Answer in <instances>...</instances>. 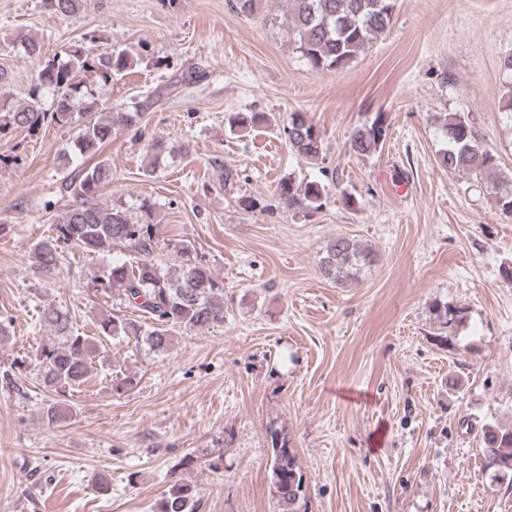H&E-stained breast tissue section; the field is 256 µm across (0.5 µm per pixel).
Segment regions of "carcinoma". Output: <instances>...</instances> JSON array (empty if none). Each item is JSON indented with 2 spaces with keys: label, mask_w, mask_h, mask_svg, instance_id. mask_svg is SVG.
<instances>
[{
  "label": "carcinoma",
  "mask_w": 512,
  "mask_h": 512,
  "mask_svg": "<svg viewBox=\"0 0 512 512\" xmlns=\"http://www.w3.org/2000/svg\"><path fill=\"white\" fill-rule=\"evenodd\" d=\"M396 0H281L283 21L293 50L300 54L316 74L338 73L349 66L389 28ZM82 0H47L46 6L61 15L79 10ZM25 54L41 62L35 83L26 100L17 104L10 96L0 95V134L26 129L36 132L52 123L74 125L77 133L65 151L64 167L79 162L66 175L60 191L71 203L54 218L51 235L37 240L30 248L31 265L37 273L55 271L63 260V248L76 247L88 254H114L112 263L100 276L93 277L94 289L116 295L137 317L104 313L97 322V336H87L73 328L67 309L48 305L42 320L52 332L49 342L37 352L39 378L43 385L60 396L79 389L88 382L91 370L102 354V339L132 336L150 349L163 352L179 332L192 335L224 323V279L215 275L199 256L195 244L187 239L161 238L158 204L144 199L138 214L119 204L98 203L101 192L112 183L110 160L101 156L118 127L141 131L148 112L160 98L158 90L143 93L132 105L114 111L96 105L92 83L109 85L133 66L135 56L126 48L109 47L96 55L81 45H71L64 55L43 59L42 45L34 37L25 39ZM88 74L94 82L79 76ZM51 107H44L45 97ZM275 117L266 112H231L226 121L229 131L241 133L268 125ZM432 120L447 147L440 150L437 164L450 173L468 176L487 183L489 195L502 213L512 215V175H502L497 155L480 140L479 132L463 112H435ZM388 126L384 115L356 127L350 135V149L369 155L382 147ZM283 132L289 149L310 165L318 166L319 177L296 181L280 180L276 194L283 207L312 216L320 211L336 182V173L323 166L324 138L320 127L305 112H291ZM174 151L162 137L146 146L142 174L150 179L157 172L159 160ZM96 158L92 165L87 159ZM215 181L221 189L234 186L240 171L226 163L224 157L208 160ZM167 250L177 261L173 271L156 262V255ZM377 261L375 251L348 236H338L325 247L320 260L322 275L345 285ZM444 325L461 323L464 312L446 305L437 307ZM48 422L60 423L68 418L65 402L55 400L45 411ZM268 447L273 474L271 494L279 512H308L307 483L288 433L269 427ZM480 452L485 467L496 473L512 472V425L487 424L482 428ZM201 499L194 484L182 477L170 482L151 506V512H200Z\"/></svg>",
  "instance_id": "cac0c4a2"
}]
</instances>
